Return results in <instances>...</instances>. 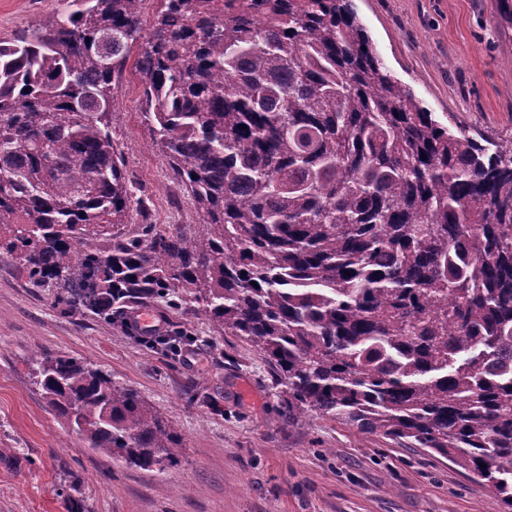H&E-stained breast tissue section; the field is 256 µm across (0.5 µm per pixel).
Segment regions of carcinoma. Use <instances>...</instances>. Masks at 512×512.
Returning a JSON list of instances; mask_svg holds the SVG:
<instances>
[{
	"label": "carcinoma",
	"mask_w": 512,
	"mask_h": 512,
	"mask_svg": "<svg viewBox=\"0 0 512 512\" xmlns=\"http://www.w3.org/2000/svg\"><path fill=\"white\" fill-rule=\"evenodd\" d=\"M68 0L0 42V253L112 322L147 297L263 353L309 412L450 459L512 512V145L432 117L353 0ZM153 143L201 231L112 235L134 187L112 143L130 52ZM49 406L128 466L176 465L173 426L63 353Z\"/></svg>",
	"instance_id": "carcinoma-1"
}]
</instances>
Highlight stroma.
Returning <instances> with one entry per match:
<instances>
[{"label":"stroma","instance_id":"35a3bbf8","mask_svg":"<svg viewBox=\"0 0 512 512\" xmlns=\"http://www.w3.org/2000/svg\"><path fill=\"white\" fill-rule=\"evenodd\" d=\"M58 0H0V40L29 33ZM386 67L440 122L512 144V11L503 0H354ZM134 63L115 86L112 139L138 197L118 233L195 236V205L138 104ZM163 329L149 345L134 322ZM83 358L131 387L181 436L177 466H126L46 404L32 354ZM270 362L192 303L157 298L105 322L65 311L0 254V512H502L464 470L312 413L294 420Z\"/></svg>","mask_w":512,"mask_h":512}]
</instances>
